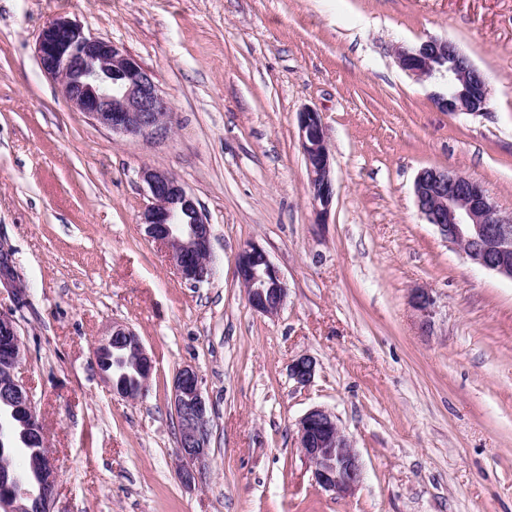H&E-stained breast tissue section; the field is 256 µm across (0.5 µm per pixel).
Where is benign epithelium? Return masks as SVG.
I'll return each mask as SVG.
<instances>
[{"mask_svg":"<svg viewBox=\"0 0 512 512\" xmlns=\"http://www.w3.org/2000/svg\"><path fill=\"white\" fill-rule=\"evenodd\" d=\"M34 53L41 71L60 83L69 105L112 133L153 139L171 130L170 101L153 72L123 46L91 36L77 22L59 15L41 29ZM394 55L400 69L417 80H446V92L434 97L443 111L485 113L488 78L454 42L430 38L412 47H397ZM298 132L311 204L322 218L332 204L335 183L320 113L314 109L299 113ZM141 178L152 200L140 219L146 236L168 252L182 280L198 284L210 278V224L192 194L167 171L147 167ZM414 195L421 215L449 244L473 264L512 280V214H503L478 181L449 169L424 168L415 179ZM236 269L250 306L263 315H277L288 286L267 252L254 242L245 245L237 254ZM409 302L422 326L430 328L433 295L417 288ZM116 349L138 374L132 384L112 378ZM93 357L116 395L134 399L149 385L153 360L140 338L123 325L112 326L93 349ZM22 359L14 316L0 311V407L8 413V422H0V445L42 444L35 458L32 490L6 463L0 464V512H53L58 468L35 412L33 394L20 375ZM289 372L297 384L305 386L314 378L316 361L301 355L292 360ZM171 406L178 423L179 472L191 484L206 472L212 436L210 404L194 368L186 366L177 372ZM296 439L315 485L343 498L354 494L363 479L361 458L333 412L322 407L308 410L296 423Z\"/></svg>","mask_w":512,"mask_h":512,"instance_id":"benign-epithelium-1","label":"benign epithelium"}]
</instances>
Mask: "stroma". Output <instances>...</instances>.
Listing matches in <instances>:
<instances>
[{
  "instance_id": "stroma-1",
  "label": "stroma",
  "mask_w": 512,
  "mask_h": 512,
  "mask_svg": "<svg viewBox=\"0 0 512 512\" xmlns=\"http://www.w3.org/2000/svg\"><path fill=\"white\" fill-rule=\"evenodd\" d=\"M64 15L153 71L164 137L129 139L72 109L34 55ZM455 42L491 84L486 113L438 109L396 47ZM325 126L335 196L310 203L297 117ZM166 170L211 225L213 274L181 280L140 216ZM453 169L512 213V0H0V283L59 470L54 512H512V281L419 213L414 181ZM261 245L288 297L255 312L239 249ZM436 299L423 332L412 289ZM116 324L154 362L113 395L93 348ZM309 355L313 381L291 361ZM192 366L212 409L205 478L178 475L171 407ZM336 413L364 477L314 484L296 422ZM289 372L291 378L299 385H307L313 378L316 372V362L308 355H301L289 365Z\"/></svg>"
}]
</instances>
